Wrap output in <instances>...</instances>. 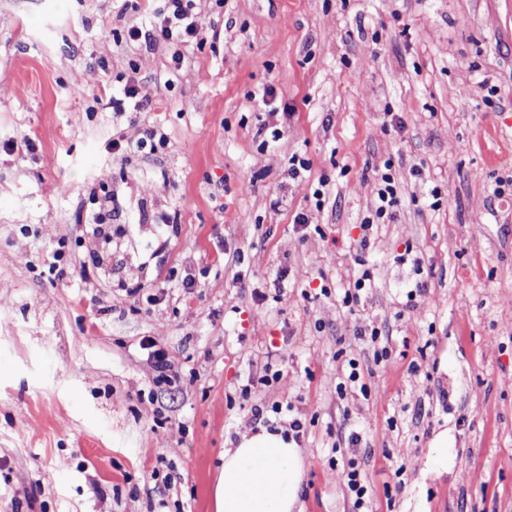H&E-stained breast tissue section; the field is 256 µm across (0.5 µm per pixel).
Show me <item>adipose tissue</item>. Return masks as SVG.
<instances>
[{"mask_svg":"<svg viewBox=\"0 0 512 512\" xmlns=\"http://www.w3.org/2000/svg\"><path fill=\"white\" fill-rule=\"evenodd\" d=\"M303 480V451L284 432L240 433L223 452L214 487L216 512H295Z\"/></svg>","mask_w":512,"mask_h":512,"instance_id":"1","label":"adipose tissue"}]
</instances>
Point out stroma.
<instances>
[{"mask_svg": "<svg viewBox=\"0 0 512 512\" xmlns=\"http://www.w3.org/2000/svg\"><path fill=\"white\" fill-rule=\"evenodd\" d=\"M122 5L0 0V512H215L225 444L286 400L270 421L304 424L299 512H351L332 461L354 430L374 512H512V194L491 190L512 170V0H199L178 71L168 46L115 43L151 23ZM130 81L137 118L94 97ZM274 125L287 139L258 152ZM146 126L163 149L113 157ZM387 160L400 201L362 250ZM366 269L354 309L320 295ZM371 321L390 360L339 398L333 355ZM269 362L284 381L242 398ZM141 347L148 350V359L152 361V366L155 371L154 382L156 384H167L172 380L173 364L169 358V354L161 348H156L157 343L152 338H143Z\"/></svg>", "mask_w": 512, "mask_h": 512, "instance_id": "35a3bbf8", "label": "stroma"}]
</instances>
